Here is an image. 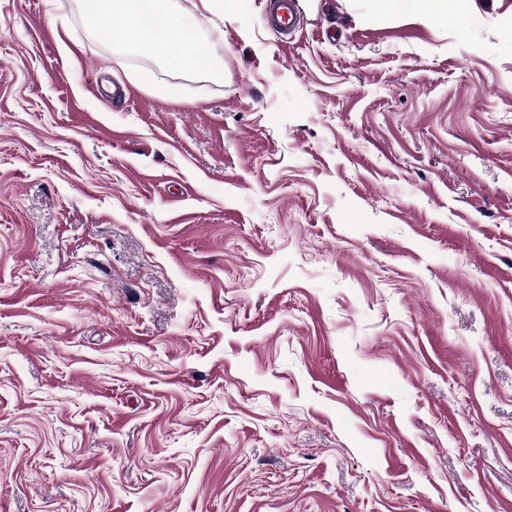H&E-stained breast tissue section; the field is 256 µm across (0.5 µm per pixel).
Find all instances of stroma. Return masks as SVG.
<instances>
[{
    "mask_svg": "<svg viewBox=\"0 0 512 512\" xmlns=\"http://www.w3.org/2000/svg\"><path fill=\"white\" fill-rule=\"evenodd\" d=\"M296 2L0 0V512H512V0ZM171 0H104L97 24L132 44L146 57L172 70H197L199 47L191 38L190 19L172 8ZM150 16L149 25L142 23ZM119 18V25L114 20ZM270 5V14L275 26L288 33L296 28L295 0H266ZM387 11L409 16H420L430 21L446 24L454 18L453 4L456 0H378Z\"/></svg>",
    "mask_w": 512,
    "mask_h": 512,
    "instance_id": "1",
    "label": "stroma"
}]
</instances>
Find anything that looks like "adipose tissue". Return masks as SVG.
Returning a JSON list of instances; mask_svg holds the SVG:
<instances>
[{
	"instance_id": "ef3b65f1",
	"label": "adipose tissue",
	"mask_w": 512,
	"mask_h": 512,
	"mask_svg": "<svg viewBox=\"0 0 512 512\" xmlns=\"http://www.w3.org/2000/svg\"><path fill=\"white\" fill-rule=\"evenodd\" d=\"M455 0H378L387 11L445 24L454 17ZM97 23L132 44L146 57L172 70L198 67L199 47L191 38L190 19L168 0H103Z\"/></svg>"
}]
</instances>
